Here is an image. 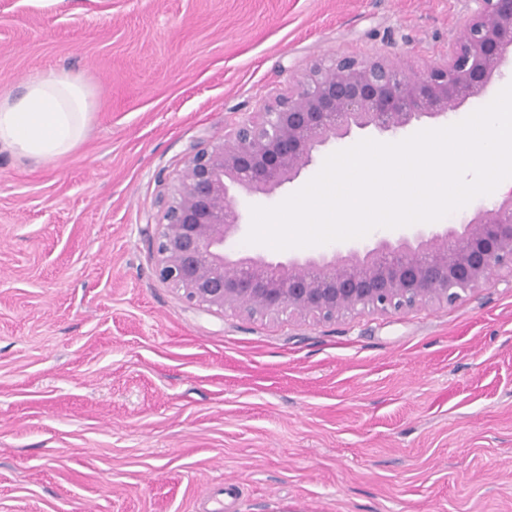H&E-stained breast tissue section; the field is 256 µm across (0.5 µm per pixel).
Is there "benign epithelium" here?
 Listing matches in <instances>:
<instances>
[{
    "label": "benign epithelium",
    "instance_id": "benign-epithelium-1",
    "mask_svg": "<svg viewBox=\"0 0 512 512\" xmlns=\"http://www.w3.org/2000/svg\"><path fill=\"white\" fill-rule=\"evenodd\" d=\"M440 63L409 76L380 56L316 66L220 143L195 150L162 199L156 275L208 311L334 321L365 310L450 306L495 270L512 273V189L461 229L419 224L395 241L330 256L268 260L237 250L234 190L269 195L294 182L313 151L353 129L396 131L475 97L512 49V0H477Z\"/></svg>",
    "mask_w": 512,
    "mask_h": 512
}]
</instances>
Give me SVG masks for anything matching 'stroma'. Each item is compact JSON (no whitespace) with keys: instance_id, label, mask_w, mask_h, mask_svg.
I'll return each mask as SVG.
<instances>
[{"instance_id":"obj_1","label":"stroma","mask_w":512,"mask_h":512,"mask_svg":"<svg viewBox=\"0 0 512 512\" xmlns=\"http://www.w3.org/2000/svg\"><path fill=\"white\" fill-rule=\"evenodd\" d=\"M475 0H0V96L70 73L67 156L0 151V512H512V275L450 307L210 313L155 275L197 148L335 57L443 60ZM320 147L401 141L489 104Z\"/></svg>"}]
</instances>
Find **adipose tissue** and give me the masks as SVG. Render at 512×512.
Returning <instances> with one entry per match:
<instances>
[{"instance_id": "adipose-tissue-1", "label": "adipose tissue", "mask_w": 512, "mask_h": 512, "mask_svg": "<svg viewBox=\"0 0 512 512\" xmlns=\"http://www.w3.org/2000/svg\"><path fill=\"white\" fill-rule=\"evenodd\" d=\"M88 87L63 71L30 78L21 94L0 98V149L36 163L69 154L92 116Z\"/></svg>"}]
</instances>
